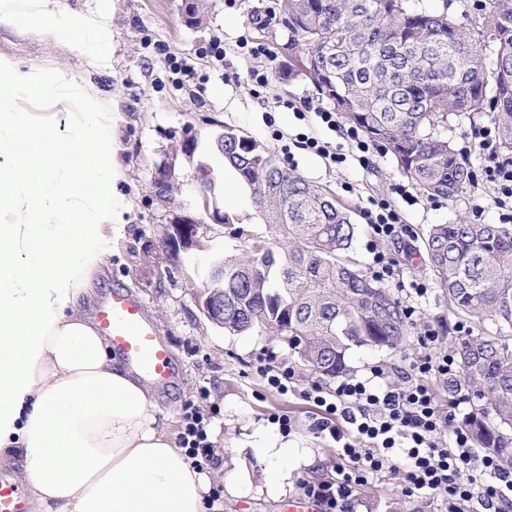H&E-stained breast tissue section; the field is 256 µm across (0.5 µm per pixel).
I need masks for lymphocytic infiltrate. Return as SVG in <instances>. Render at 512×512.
Masks as SVG:
<instances>
[{"label": "lymphocytic infiltrate", "mask_w": 512, "mask_h": 512, "mask_svg": "<svg viewBox=\"0 0 512 512\" xmlns=\"http://www.w3.org/2000/svg\"><path fill=\"white\" fill-rule=\"evenodd\" d=\"M479 149L486 160L484 178L496 185L500 204L511 202L512 162L499 159L490 138H483ZM418 342L423 351L412 358L400 383L385 382L383 368L373 366L365 377L305 392L322 414L319 430L339 446L335 480L303 485L324 512H351L357 490L392 471L403 473L406 496H443L449 507L465 503L471 512H512V472L475 448L467 428L454 424L426 385L427 379L456 374L454 355L442 348L433 327H425ZM214 416L193 403L184 407L178 443L200 470L215 462L206 432Z\"/></svg>", "instance_id": "obj_1"}]
</instances>
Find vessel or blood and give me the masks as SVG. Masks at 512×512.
<instances>
[{
	"instance_id": "obj_1",
	"label": "vessel or blood",
	"mask_w": 512,
	"mask_h": 512,
	"mask_svg": "<svg viewBox=\"0 0 512 512\" xmlns=\"http://www.w3.org/2000/svg\"><path fill=\"white\" fill-rule=\"evenodd\" d=\"M95 321L112 351L121 354L137 374L162 388L177 382L179 370L169 344L132 292L113 289L97 304ZM0 512H27L22 485L6 474H0Z\"/></svg>"
}]
</instances>
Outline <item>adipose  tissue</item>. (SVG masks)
Segmentation results:
<instances>
[{"label": "adipose tissue", "instance_id": "1", "mask_svg": "<svg viewBox=\"0 0 512 512\" xmlns=\"http://www.w3.org/2000/svg\"><path fill=\"white\" fill-rule=\"evenodd\" d=\"M42 19L110 68L104 16L0 0V26ZM36 90L76 106L72 139L20 110ZM111 119L90 87L0 56V466L24 477L33 512H204L208 475L77 313L123 207Z\"/></svg>", "mask_w": 512, "mask_h": 512}]
</instances>
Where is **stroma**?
Wrapping results in <instances>:
<instances>
[{
    "label": "stroma",
    "instance_id": "1",
    "mask_svg": "<svg viewBox=\"0 0 512 512\" xmlns=\"http://www.w3.org/2000/svg\"><path fill=\"white\" fill-rule=\"evenodd\" d=\"M62 4L81 15H105L112 34L110 70L91 69L75 44L58 41L45 25L22 32L0 27V55L12 58L24 71L53 72L92 85L112 101L116 119L109 134L122 171L116 189L125 197L128 211L123 230L112 235V253L96 278L95 296L117 285L126 287L144 301L168 338L182 377L170 389L155 388L151 394L172 432L181 430L184 405L200 399L199 388L208 389L205 401L218 410L209 426L214 454L232 457L236 481L249 488L243 495L225 486L222 467L212 466V486L224 492L222 512H282L284 501L302 495V483L335 476L336 444L328 433L318 430L319 413L303 394L316 385L333 387L336 381L310 375L286 344L261 330L231 335L210 323L195 300L205 273L193 257H174L163 250L165 227L185 217L208 224L195 178L197 165L204 162L214 170L220 208L253 234L265 235L264 218L248 190L229 192L223 162L212 150V140L224 125L247 133L280 163L288 164L290 171L324 187L348 208L359 227L354 256L366 268L372 262L366 216L370 201L392 198L393 185L405 184L406 179L383 148L371 150L367 162H360L355 145L321 123L317 110L332 109L333 104L308 78L283 79L284 59L270 51L272 43L285 41L283 29L276 24L266 34L257 29L258 20L268 18L278 0H205L204 17L197 25L188 23L182 0H62ZM216 37L224 43L220 61L200 54L201 47ZM256 44L267 47L268 55L253 58L247 48ZM171 54L186 59L195 70L194 80L184 87H174L170 81L166 58ZM261 68L267 69L268 80L260 87L252 73ZM491 125L488 113L474 114L451 124L448 136L478 166L482 163L478 143ZM188 127L198 134V147L190 158L180 151V138ZM306 137L324 144L327 157L305 149ZM336 152L344 154L343 163L330 161V154ZM165 164L174 166L175 176L169 199L163 202L153 176ZM399 211L408 233L378 245L399 274L384 285L415 307L416 325L433 326L445 315L446 304L414 248L429 225L445 224L460 215L487 224L502 223L498 190L480 178L455 201L422 196L415 205L400 204ZM413 279L428 283L425 296H413L406 289V282ZM421 352L416 342L393 352L356 349L349 355L350 373L360 377L367 367L379 365L388 382L397 383L410 359ZM272 356L294 370V390L288 396L268 391L256 371L262 360ZM283 414L291 421L286 434L275 421ZM279 434L298 449L301 460L287 481L276 486L271 465L260 450L269 437ZM402 485L398 472L370 481L359 489L354 512H380L384 501L402 498L413 512H448L445 497L407 499Z\"/></svg>",
    "mask_w": 512,
    "mask_h": 512
}]
</instances>
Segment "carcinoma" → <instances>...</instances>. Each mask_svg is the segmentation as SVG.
I'll list each match as a JSON object with an SVG mask.
<instances>
[{"instance_id":"obj_1","label":"carcinoma","mask_w":512,"mask_h":512,"mask_svg":"<svg viewBox=\"0 0 512 512\" xmlns=\"http://www.w3.org/2000/svg\"><path fill=\"white\" fill-rule=\"evenodd\" d=\"M408 2L281 0L284 78H312L419 193L453 201L475 173L448 139L449 120L490 114L499 147L512 153V0H488L479 35L491 66L463 21ZM212 148L241 176L268 237L244 259L224 257L213 283L224 293V331L260 329L330 378L349 370L355 348L395 350L409 341L404 302L350 258L358 227L332 195L238 129L224 127ZM417 252L441 296L477 331L454 336L444 325L458 374L443 389L470 397L473 441L512 471V228L432 224Z\"/></svg>"}]
</instances>
